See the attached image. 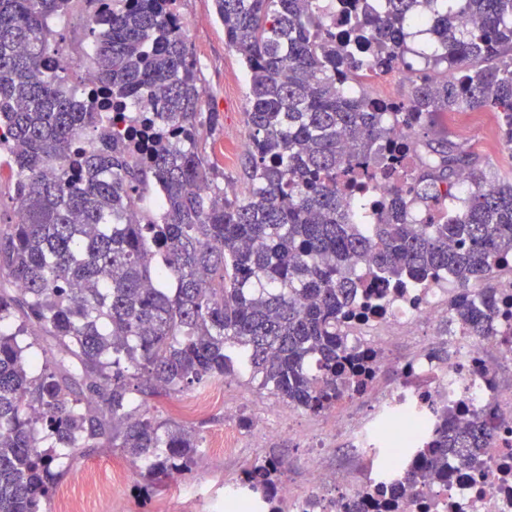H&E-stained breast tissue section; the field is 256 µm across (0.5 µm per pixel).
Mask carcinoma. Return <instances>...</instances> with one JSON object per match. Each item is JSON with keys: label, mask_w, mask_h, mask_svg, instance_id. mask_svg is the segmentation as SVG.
Wrapping results in <instances>:
<instances>
[{"label": "carcinoma", "mask_w": 512, "mask_h": 512, "mask_svg": "<svg viewBox=\"0 0 512 512\" xmlns=\"http://www.w3.org/2000/svg\"><path fill=\"white\" fill-rule=\"evenodd\" d=\"M75 0H0V149L15 184L10 233L0 239V512H45L70 451L113 448L152 479L191 469L198 439L150 415L133 392L176 395L246 368L284 401L319 413L352 394L368 367L339 321L438 272L459 292L450 322L485 336L496 306L498 261L512 256V181L449 140L423 144L435 161L409 193L377 208L348 206L336 185L359 188L357 164H381L395 122L438 112L495 109L512 149V0H376L339 34L327 0H214L228 48L249 72V147L242 196L218 181L201 129L223 126L207 108L197 59L164 0L88 6L92 69L116 119L84 107L52 48V19ZM435 20L441 41L410 92L375 112L365 90L340 87L366 57L386 68L409 51L410 29ZM459 75L448 79L440 69ZM160 103L139 160L116 120ZM84 134L91 145L69 156ZM157 217L139 223L150 187ZM439 416L408 472L418 493L470 461L488 422L467 431ZM284 462L246 468L273 499Z\"/></svg>", "instance_id": "carcinoma-1"}]
</instances>
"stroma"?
<instances>
[{
	"mask_svg": "<svg viewBox=\"0 0 512 512\" xmlns=\"http://www.w3.org/2000/svg\"><path fill=\"white\" fill-rule=\"evenodd\" d=\"M179 7L187 22L186 36L198 60L207 100L224 115L222 128L204 135L208 156L223 171L225 187L242 188L245 181L242 143L248 135V71L241 56L225 45L224 25L215 13L213 0H179ZM84 10L83 0H76L71 12L53 23L60 36L59 54L67 58L71 79L75 82L91 64L88 56L73 50L74 44L84 37L82 28L77 25ZM419 137L423 140L450 139L476 156L488 170L502 177L512 176V152L503 145L493 113L484 110L442 112L431 126L420 131ZM209 387L216 392L211 407L188 422L199 436L198 456L191 471L150 482L139 468L125 464L124 480L102 502L86 489L82 477L88 472L111 469L121 454L104 448L83 449L77 452L68 473L54 491L49 512H60L67 497L81 499L84 512H168L182 494L223 496L225 478L234 476L255 459L269 456L287 461L284 474L290 484L300 489L308 479L304 460L311 443L318 438L323 439L330 461L342 460L341 445L325 436L320 415L302 409L291 419L287 431L263 439L258 447H250L252 434L245 431L241 434L243 447L225 454L212 450L211 441L220 437L226 426L225 405L237 406L250 416L264 411L275 396L270 390L252 383L244 373L210 382Z\"/></svg>",
	"mask_w": 512,
	"mask_h": 512,
	"instance_id": "35a3bbf8",
	"label": "stroma"
}]
</instances>
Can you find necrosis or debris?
I'll return each instance as SVG.
<instances>
[{
  "mask_svg": "<svg viewBox=\"0 0 512 512\" xmlns=\"http://www.w3.org/2000/svg\"><path fill=\"white\" fill-rule=\"evenodd\" d=\"M497 292L492 334L449 329L445 361L429 341L403 353L397 345L420 324L446 314L447 278L393 294L383 309L341 323L349 346L370 357L360 394L371 407L353 413L339 401L328 409L330 431L344 440L346 458L333 466L322 450L312 451L304 490L278 484L281 512H379L376 488L404 481L415 450L436 427L437 410L446 407L455 428L487 416L490 444L468 464L449 457L447 480L404 497L394 512H512V383L503 379L498 363L500 355L512 354V275L498 282ZM389 369L398 374L397 385L381 383Z\"/></svg>",
  "mask_w": 512,
  "mask_h": 512,
  "instance_id": "1",
  "label": "necrosis or debris"
}]
</instances>
